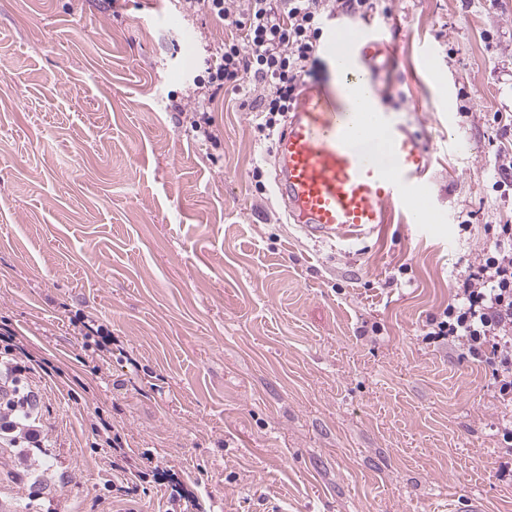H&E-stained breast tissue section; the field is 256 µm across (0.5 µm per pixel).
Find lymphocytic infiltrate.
<instances>
[{
  "mask_svg": "<svg viewBox=\"0 0 512 512\" xmlns=\"http://www.w3.org/2000/svg\"><path fill=\"white\" fill-rule=\"evenodd\" d=\"M185 11L207 13L226 36L193 80V105L182 124L216 144L220 130L211 105L220 91L254 94L260 131H273L316 64L327 20L326 0H182ZM490 244L460 279L448 305L427 318L425 343L457 348L460 359L488 369L500 401L512 404V224H490ZM39 361L10 326H0V369L12 388L0 399V440L45 450L49 438L38 388L27 382Z\"/></svg>",
  "mask_w": 512,
  "mask_h": 512,
  "instance_id": "1",
  "label": "lymphocytic infiltrate"
}]
</instances>
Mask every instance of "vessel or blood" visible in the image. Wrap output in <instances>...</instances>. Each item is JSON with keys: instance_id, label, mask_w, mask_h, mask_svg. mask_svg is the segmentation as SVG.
I'll use <instances>...</instances> for the list:
<instances>
[{"instance_id": "1", "label": "vessel or blood", "mask_w": 512, "mask_h": 512, "mask_svg": "<svg viewBox=\"0 0 512 512\" xmlns=\"http://www.w3.org/2000/svg\"><path fill=\"white\" fill-rule=\"evenodd\" d=\"M383 49L370 23L333 27L323 52L340 87L303 88L275 145L274 189L310 239L348 244L388 223L396 206L433 224L426 201L432 156L377 89L359 80Z\"/></svg>"}]
</instances>
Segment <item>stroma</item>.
I'll list each match as a JSON object with an SVG mask.
<instances>
[{
  "mask_svg": "<svg viewBox=\"0 0 512 512\" xmlns=\"http://www.w3.org/2000/svg\"><path fill=\"white\" fill-rule=\"evenodd\" d=\"M384 108L429 146L435 227L406 209L315 242L274 187L253 100L218 94L222 138L180 123L224 38L179 0H0V317L58 370L53 461L0 446L13 512H166L172 470L202 512H512L505 407L483 366L419 335L512 224V0H374ZM261 178H254V170ZM99 317V371L70 319ZM83 382L80 401L68 387ZM114 422L145 493L91 430ZM498 436H499V444L501 446H498L501 449H504L505 451L502 454V456H498V472L499 476L502 479H507V477H511L512 480V416H511V409H510V415L508 416L507 413L503 415L501 421L498 423ZM506 456H510L506 457Z\"/></svg>",
  "mask_w": 512,
  "mask_h": 512,
  "instance_id": "obj_1",
  "label": "stroma"
}]
</instances>
